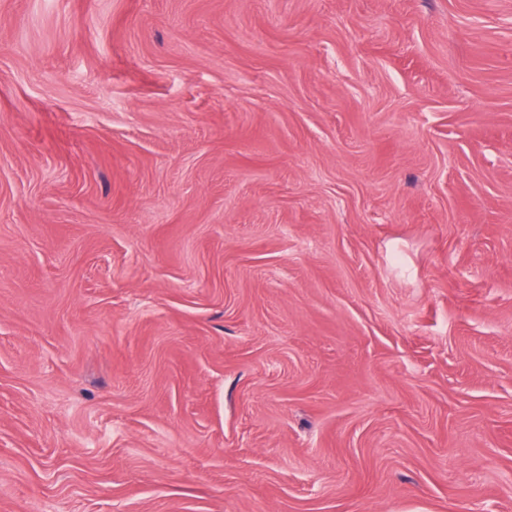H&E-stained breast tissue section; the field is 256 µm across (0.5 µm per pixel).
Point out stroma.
Here are the masks:
<instances>
[{
	"mask_svg": "<svg viewBox=\"0 0 512 512\" xmlns=\"http://www.w3.org/2000/svg\"><path fill=\"white\" fill-rule=\"evenodd\" d=\"M0 512H512V0H0Z\"/></svg>",
	"mask_w": 512,
	"mask_h": 512,
	"instance_id": "stroma-1",
	"label": "stroma"
}]
</instances>
